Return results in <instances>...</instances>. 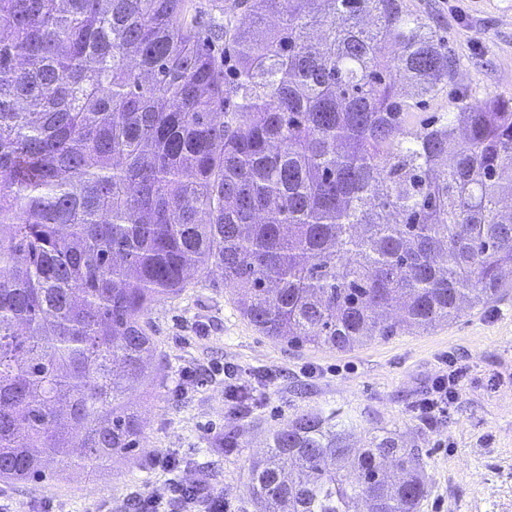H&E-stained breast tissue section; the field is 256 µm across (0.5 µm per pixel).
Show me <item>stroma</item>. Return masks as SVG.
Wrapping results in <instances>:
<instances>
[{
	"label": "stroma",
	"mask_w": 512,
	"mask_h": 512,
	"mask_svg": "<svg viewBox=\"0 0 512 512\" xmlns=\"http://www.w3.org/2000/svg\"><path fill=\"white\" fill-rule=\"evenodd\" d=\"M408 2L457 62L447 92L423 112L447 111L454 93L512 98V0ZM147 333L155 358L146 387L130 396L146 407L139 448L104 470L0 483L15 512H41L47 503L55 512H127L138 495L166 494L170 475L150 460L166 453L187 462L184 480L214 470L213 484L235 512H253L244 493L249 464L264 453L267 432L301 410L352 418L359 445L384 428L419 449L428 477L419 512H512V285L433 330L340 352L263 335L242 318L221 272L199 269L183 291L152 304ZM449 359L466 369L458 401L436 428H423L412 407ZM188 369L195 377L186 382ZM232 385L254 387L248 414L236 415L227 399ZM229 432L238 441L230 452Z\"/></svg>",
	"instance_id": "1"
}]
</instances>
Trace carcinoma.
<instances>
[{"mask_svg":"<svg viewBox=\"0 0 512 512\" xmlns=\"http://www.w3.org/2000/svg\"><path fill=\"white\" fill-rule=\"evenodd\" d=\"M197 13L0 0L3 483L139 447L148 308L192 269L263 335L336 351L452 321L512 271V98L419 112L456 59L407 0H235L204 36ZM351 435L294 414L251 462L255 512H417L419 450Z\"/></svg>","mask_w":512,"mask_h":512,"instance_id":"cac0c4a2","label":"carcinoma"}]
</instances>
